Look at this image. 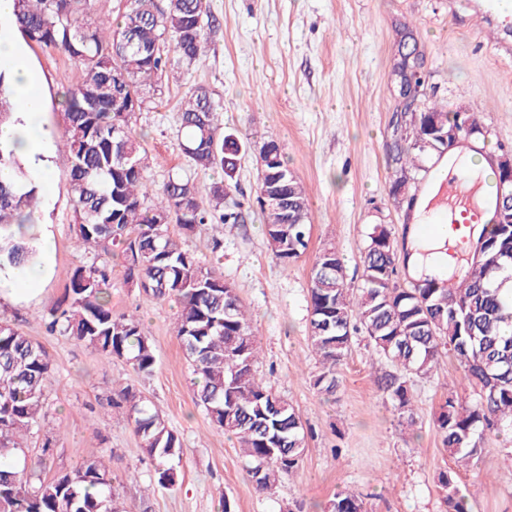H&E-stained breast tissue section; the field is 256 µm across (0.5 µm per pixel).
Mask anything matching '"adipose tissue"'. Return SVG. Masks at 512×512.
I'll use <instances>...</instances> for the list:
<instances>
[{
  "mask_svg": "<svg viewBox=\"0 0 512 512\" xmlns=\"http://www.w3.org/2000/svg\"><path fill=\"white\" fill-rule=\"evenodd\" d=\"M13 18V0H0V67L10 69L21 100L22 121L0 126V141L15 144L17 151L29 162L30 170L41 180H49L50 172L42 157L46 151L43 139L32 134L30 125L42 110V101L35 92L36 74L24 51L6 33ZM408 266L417 277H446L455 264L448 257L445 239L410 234Z\"/></svg>",
  "mask_w": 512,
  "mask_h": 512,
  "instance_id": "adipose-tissue-1",
  "label": "adipose tissue"
}]
</instances>
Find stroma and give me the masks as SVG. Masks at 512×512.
I'll list each match as a JSON object with an SVG mask.
<instances>
[{
    "label": "stroma",
    "instance_id": "obj_1",
    "mask_svg": "<svg viewBox=\"0 0 512 512\" xmlns=\"http://www.w3.org/2000/svg\"><path fill=\"white\" fill-rule=\"evenodd\" d=\"M212 23L207 52L192 69L170 65L149 92L133 127L148 159L144 176L160 189L169 176L191 179L200 201L221 182L220 173L197 168L179 148L178 103L206 87L222 108L225 128L247 143L226 206L239 223L181 236L205 268L223 275L246 306L260 346L257 365L273 390L288 400L307 432L303 458L274 495L259 493L236 438L217 429L193 394L192 371L174 330L179 303L158 300L127 281L126 261L112 256V309L136 312L156 356L151 374L139 375L122 360L46 326L63 298L69 274L92 264L96 253L74 244L75 212L70 159L62 145L60 93L76 85L81 69L67 55L33 43L25 50L41 77L39 135L49 137V188L39 189L35 245L45 271L34 287L0 296V318L46 350L51 372L38 428L24 442L28 464L43 478L88 461L112 462V479L125 512H325L339 490L360 496L365 512H448L438 477L447 472L468 495L472 512H512V429L480 439L481 453L468 467L446 453L436 416L449 389L471 398L463 367L441 357L431 377L410 381V413H400L378 389L388 370L375 361L363 334L337 369L335 399L313 386L320 365L308 330L311 269L318 252L336 248L346 281L362 283L361 252L369 225H390L398 245L411 226L415 184L392 195L395 169L390 147L402 107L400 41L411 34L415 68L424 81L420 107L439 104L476 112L491 134L487 155L512 151V30L494 32L482 0H207ZM276 141L291 171L306 188L311 217L308 250L290 267L274 257L257 203L259 151ZM221 248H214V240ZM132 384L164 415L182 448L172 461L179 479L157 484L151 461L128 423L106 403L118 386ZM50 452H43V444Z\"/></svg>",
    "mask_w": 512,
    "mask_h": 512
}]
</instances>
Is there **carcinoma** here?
<instances>
[{"mask_svg":"<svg viewBox=\"0 0 512 512\" xmlns=\"http://www.w3.org/2000/svg\"><path fill=\"white\" fill-rule=\"evenodd\" d=\"M110 0H15L14 26L29 42L63 52L82 69L79 83L60 101L66 118L63 142L70 156V192L79 246L105 255L118 248L128 261L127 277L155 299L175 298V325L194 375L196 403L213 425L233 435L250 464L248 474L262 493L272 495L292 475L306 443L300 416L292 405L257 377V344L234 288L223 276L202 267L169 232L236 224L241 213L224 207V195L244 144L224 130L209 90L195 88L179 106L180 146L202 170H221L226 183L212 188L211 208L200 206L197 186L171 177L155 192L143 176L145 150L132 127L141 110L144 86L169 65L164 46L174 42L177 63L192 68L205 53L206 0H126L115 24L93 21L87 10ZM17 102L0 74V124L12 120ZM448 128L462 121L482 128L476 114L446 112L436 105L414 114L411 136L391 150L399 194L406 178L425 170L423 162L447 146L430 136L434 119ZM270 172L286 174L280 183L286 204L262 210L264 232L283 268L308 247L309 202L300 180L289 170L279 145L263 144ZM0 268L33 262L30 227L36 187L15 151L0 144ZM512 183L497 177L490 242L477 263L453 283L426 279L405 287L398 282L392 228L374 224L362 252V284L347 285L344 262L335 248L316 256L309 288V340L322 368L313 386L335 398L341 365L352 335L361 331L373 351L392 369L377 386L401 411L410 410L413 377L430 376L443 355L463 365L477 398L448 394L437 417L444 450L459 466L481 451L476 436L512 426ZM110 264L75 267L68 292L50 314V328L97 349L105 358L125 359L139 374L155 364L153 344L135 314H116L108 300ZM51 372L42 345L17 327L0 321V459L17 454L37 424ZM108 404L125 415L140 447L158 462L157 483L178 479L169 461L182 444L151 401L127 384L113 391ZM439 483L448 512H471L469 500L446 472ZM112 482V468L91 461L77 470L32 483L25 471L0 463V503L7 512H123ZM329 512H364L355 494L338 492Z\"/></svg>","mask_w":512,"mask_h":512,"instance_id":"cac0c4a2","label":"carcinoma"}]
</instances>
